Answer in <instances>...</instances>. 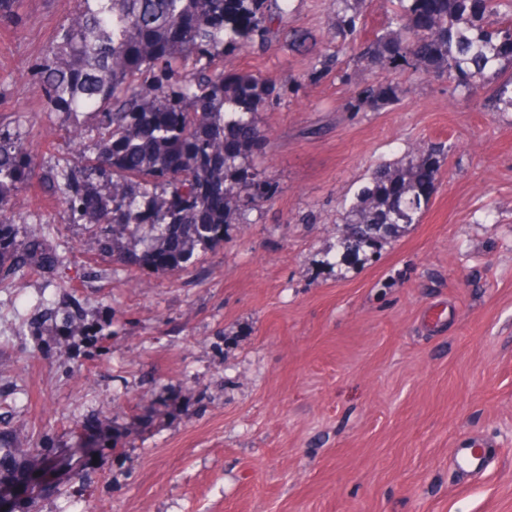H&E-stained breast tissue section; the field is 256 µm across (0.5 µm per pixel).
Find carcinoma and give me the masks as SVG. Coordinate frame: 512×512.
<instances>
[{"label":"carcinoma","mask_w":512,"mask_h":512,"mask_svg":"<svg viewBox=\"0 0 512 512\" xmlns=\"http://www.w3.org/2000/svg\"><path fill=\"white\" fill-rule=\"evenodd\" d=\"M59 41L36 64L51 111L69 119L90 114L92 148L69 133L73 164L36 171L19 133L0 124V277L48 269L57 257L43 229L13 220L11 191L31 176L60 193L75 224H94L112 238L93 248L118 249L139 264L146 255L166 271L181 269L196 250L224 240V225L248 224L259 178L254 158L266 143L256 122L269 97L250 75L224 78V57L264 47L277 35L288 0H77ZM364 0H332L336 33L351 36ZM359 62L385 71L436 73L475 93L512 63V0H397L383 33L346 44ZM403 89L367 83L345 108L389 105ZM512 109V78L498 86L491 112ZM441 157L419 149L406 162L381 165L351 206L346 249H373L390 224H416L435 188ZM141 240L125 250L123 240Z\"/></svg>","instance_id":"obj_1"}]
</instances>
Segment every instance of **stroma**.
I'll list each match as a JSON object with an SVG mask.
<instances>
[{
  "label": "stroma",
  "instance_id": "obj_1",
  "mask_svg": "<svg viewBox=\"0 0 512 512\" xmlns=\"http://www.w3.org/2000/svg\"><path fill=\"white\" fill-rule=\"evenodd\" d=\"M329 4L290 0L269 47L225 58L276 86L254 164L277 193L186 268L89 250L39 180L15 192L60 257L0 282V433L58 463L38 512H512V112L347 60L403 92L344 111L355 84L310 78L340 42ZM76 9L0 19V124L41 167L72 147L34 67ZM439 144L420 223L342 254L371 171ZM470 441L493 456L474 479L449 462Z\"/></svg>",
  "mask_w": 512,
  "mask_h": 512
}]
</instances>
